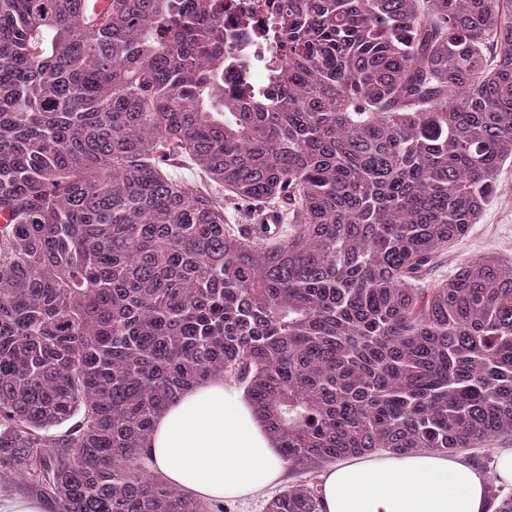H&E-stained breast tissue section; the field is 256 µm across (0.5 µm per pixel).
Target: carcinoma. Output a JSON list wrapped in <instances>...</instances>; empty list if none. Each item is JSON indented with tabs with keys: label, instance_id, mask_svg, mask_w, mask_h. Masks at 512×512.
Here are the masks:
<instances>
[{
	"label": "carcinoma",
	"instance_id": "1",
	"mask_svg": "<svg viewBox=\"0 0 512 512\" xmlns=\"http://www.w3.org/2000/svg\"><path fill=\"white\" fill-rule=\"evenodd\" d=\"M271 12L258 87L219 0H0V469L60 512H227L144 457L209 378L313 477L266 512H320L340 459L512 436V262L426 282L512 163V0Z\"/></svg>",
	"mask_w": 512,
	"mask_h": 512
}]
</instances>
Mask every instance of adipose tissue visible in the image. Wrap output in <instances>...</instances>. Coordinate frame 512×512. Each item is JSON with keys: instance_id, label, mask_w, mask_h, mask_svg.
Instances as JSON below:
<instances>
[{"instance_id": "ef3b65f1", "label": "adipose tissue", "mask_w": 512, "mask_h": 512, "mask_svg": "<svg viewBox=\"0 0 512 512\" xmlns=\"http://www.w3.org/2000/svg\"><path fill=\"white\" fill-rule=\"evenodd\" d=\"M150 466L209 503H246L280 484L285 464L252 402L223 379L199 382L154 423ZM512 488V449L494 474L460 457L381 453L332 464L321 475L322 512H492L488 486Z\"/></svg>"}]
</instances>
